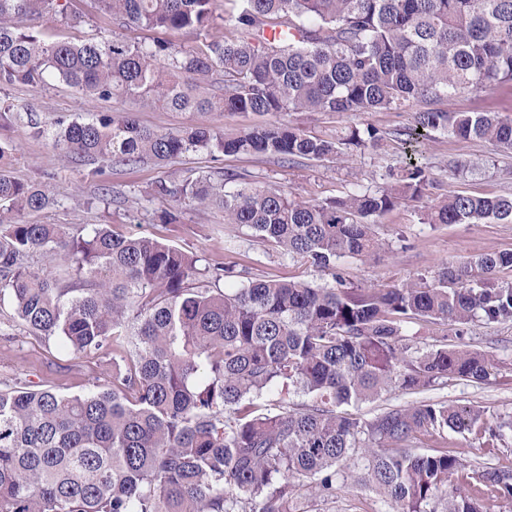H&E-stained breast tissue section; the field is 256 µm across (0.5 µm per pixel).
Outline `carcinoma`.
I'll return each mask as SVG.
<instances>
[{
  "mask_svg": "<svg viewBox=\"0 0 512 512\" xmlns=\"http://www.w3.org/2000/svg\"><path fill=\"white\" fill-rule=\"evenodd\" d=\"M112 20L159 32L204 29L214 0H99ZM238 37L183 49L139 44L46 43L16 19L66 17L62 0H0V85L43 87L57 79L98 99L134 98L175 111L254 112L276 117L237 134L197 126L158 132L133 112L54 122L53 146L100 166L158 162L190 151L269 154L322 161L343 145L382 135L353 128L336 140L279 119L288 112L404 110L457 91L512 82V0H226ZM267 28L283 39H265ZM444 131L512 151V120L487 112L426 109L399 132L404 143ZM205 176L161 182L156 193L224 209L245 226L324 272V285L255 279L215 290L229 266L149 236L97 224L72 234L59 224L17 221L55 203L46 181L0 171V298L22 325L70 353L112 343V389L65 396L25 385L0 390V512H292L300 483L333 497L350 473L392 512H486L512 501V469L473 475L459 452L409 450L420 435L477 431L501 439L503 421L444 403L392 406L367 420L341 411L393 390L431 387L448 376L484 380L491 358L442 344L425 353L405 325L512 322V251L444 264L432 283L354 288L338 261L369 258L377 219L419 199L429 178L408 158L383 182L344 197L298 201L279 188ZM512 220V195L450 190L423 224ZM64 252L61 285L33 255ZM308 397L300 410L261 403L276 391Z\"/></svg>",
  "mask_w": 512,
  "mask_h": 512,
  "instance_id": "1",
  "label": "carcinoma"
}]
</instances>
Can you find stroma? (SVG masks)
I'll use <instances>...</instances> for the list:
<instances>
[{"label":"stroma","mask_w":512,"mask_h":512,"mask_svg":"<svg viewBox=\"0 0 512 512\" xmlns=\"http://www.w3.org/2000/svg\"><path fill=\"white\" fill-rule=\"evenodd\" d=\"M31 28L47 42L70 37L78 43H97L119 38L127 41L151 40L150 32L113 23L101 10L98 0H68L66 19L43 16L32 20ZM236 31L224 22V0H215L209 27L203 31L182 29L168 32L175 45L191 48L217 37L235 39ZM0 103L20 110L12 126L0 128V143L8 151L0 157V167L20 179L50 181L58 198L55 206L41 212H23L24 222L60 224L77 233L94 224H106L120 235H145L198 256L212 264L234 267L238 276L233 286L255 279H291L326 283L327 275L296 261L255 237L247 228L225 225L224 213L216 207L185 205L155 194L159 182L201 175L212 180L234 174L257 186L284 189L303 201H321L345 195L361 185L380 181L388 170L405 163V149L398 137L415 112L425 102L412 103L408 111L376 112H291L284 119L306 134L333 139L349 127H372L381 140L376 146L346 152L335 159L315 161L298 158L285 161L276 156L190 153L159 164L146 159L132 166H116L99 178L88 175L89 166L72 161L54 149L50 138H34L27 131L29 121L51 125L56 120H88L101 112L136 113L138 120L166 132L186 126H210L234 133L267 123L256 113L173 112L152 108L132 100L103 101L88 98L59 82L41 88L22 84L0 85ZM437 108L449 112H496L512 117V85H489L443 97ZM426 166L430 186L422 200L396 206L380 217L377 235L383 244L380 254L361 261L340 259L347 281L359 287L386 288L429 276L442 264L471 260L480 253L512 251V221L481 224H424L420 213L447 190L476 195L512 194V153L479 140H462L433 133L418 146ZM466 165L463 177L448 176V165ZM175 222L164 221L167 212ZM410 344L427 351L445 343L487 354L495 368L487 380L448 377L435 387L416 393L401 390L353 406L361 418L370 419L395 405L420 402L474 406L484 410L490 423L512 418V323H471L464 330L453 326L410 323L406 326ZM50 387L66 395H82L93 386L112 384V355L100 353L75 356L66 353L56 339L30 334L19 322L10 300L0 301V388L17 384ZM461 452L470 467L482 470L499 465L512 466V430L501 441L488 445L478 433L445 431L442 439L418 437L413 446L423 452L439 443ZM317 512H388V506L367 488L347 483L335 498L318 501Z\"/></svg>","instance_id":"stroma-1"}]
</instances>
